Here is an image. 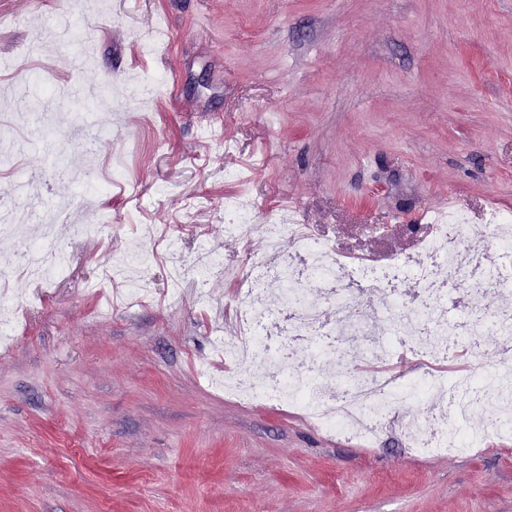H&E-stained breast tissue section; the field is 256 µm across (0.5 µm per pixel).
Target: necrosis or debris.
Segmentation results:
<instances>
[{"instance_id": "obj_1", "label": "necrosis or debris", "mask_w": 512, "mask_h": 512, "mask_svg": "<svg viewBox=\"0 0 512 512\" xmlns=\"http://www.w3.org/2000/svg\"><path fill=\"white\" fill-rule=\"evenodd\" d=\"M494 252L485 254L469 248L465 237L470 229L464 216L449 217L436 225L424 248L429 262L400 260L386 268L367 262H353L337 255L331 243L321 240L303 225L274 217L260 223L250 207L237 201L224 205V233L240 241L259 235L265 238L269 254L248 269L225 266L220 254L202 249L192 265H184L176 242L167 246L169 260L180 280L192 281L195 299L208 302V273L219 268L239 285L241 304L234 318V330L216 342L224 349L229 367L224 374L226 393L247 401H288L315 418L328 430L364 441L376 439L387 427L390 412L410 398L424 400L428 408L421 420L409 427L414 448H466L473 437L463 430L461 420L471 411L498 404L491 430H512V406L499 392L479 386L480 353L471 350L472 364L465 369H442L446 356L430 344L431 337L447 336L449 328L459 335L473 336L495 328L512 351V310L494 313L469 311L448 322L450 288H466L479 298L480 286L512 288V216H492ZM60 226L48 215L42 236L33 242L18 241L16 266L29 279L49 282L69 266L68 253L59 247ZM291 240L292 253H284V240ZM282 283L278 295H269L264 283ZM356 282L372 288L378 305L357 310L348 299L346 285ZM331 301L336 323L322 321L321 307ZM287 315L296 340L307 342L309 364L299 369L280 364L277 355L257 363L256 353L264 345L265 323ZM356 327L368 337L365 349L349 352V369L337 384L339 394L324 392L318 380L326 371L337 348L331 338ZM411 336L412 347L421 351L425 368L410 382H401L385 363L392 359L388 336Z\"/></svg>"}]
</instances>
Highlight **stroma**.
Returning a JSON list of instances; mask_svg holds the SVG:
<instances>
[{
  "label": "stroma",
  "instance_id": "stroma-1",
  "mask_svg": "<svg viewBox=\"0 0 512 512\" xmlns=\"http://www.w3.org/2000/svg\"><path fill=\"white\" fill-rule=\"evenodd\" d=\"M71 0H0V54L42 76L35 89L0 71V214L41 230L47 207L86 224L61 230L67 271L5 287L21 305L0 345V512H512V434L479 454L407 447L406 408L372 446L320 429L285 403L244 402L215 386L224 359L212 329L238 302L213 272L210 305L191 286L168 294L163 259L144 271L153 298L116 305L90 289L131 249L200 239L229 265L265 257L261 239L224 234V202L289 214L337 254L378 266L425 261L432 220L463 211L466 243L493 246L492 212L512 214V0H108L92 68L44 46ZM151 78L145 105L132 73ZM111 90L118 120L97 148L123 158L126 181L98 202L65 174L75 94ZM57 134L21 127L25 94ZM35 191L14 192L20 176Z\"/></svg>",
  "mask_w": 512,
  "mask_h": 512
}]
</instances>
